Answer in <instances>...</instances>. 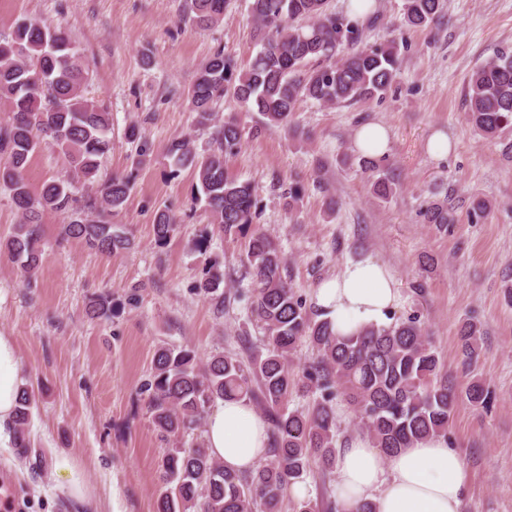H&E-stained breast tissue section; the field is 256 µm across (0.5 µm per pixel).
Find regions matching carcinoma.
Segmentation results:
<instances>
[{"label":"carcinoma","instance_id":"1","mask_svg":"<svg viewBox=\"0 0 512 512\" xmlns=\"http://www.w3.org/2000/svg\"><path fill=\"white\" fill-rule=\"evenodd\" d=\"M228 0H190L188 20L208 26L221 20ZM327 0H251L250 11L260 49L248 67L219 50L197 72L187 93L200 125L215 128L216 149L198 155L191 141L176 138L167 146L170 174L190 169L196 199L204 201L213 221L226 236L245 238L254 288L250 317L266 333L265 348L245 361L217 353L201 361L192 347L160 346L151 372L141 386L157 436L168 445L160 462L156 512H280L291 484L312 466L336 468V398L352 407L361 431L374 447L392 456L428 436L448 434L459 396L448 385L444 364L417 318L369 326L349 336L336 335L331 320L308 304L287 274V259L261 230L253 227L256 187L228 175L226 157L241 144L243 131L233 119L222 120L215 105L231 96L265 117L269 125H286L299 100L351 105L383 96L401 66L396 40L354 49L331 63L342 44L361 42L359 21L327 12ZM444 0H405L402 23L427 28L442 18ZM317 65H311V62ZM86 72L66 32L23 21L14 36L0 42V105L11 113L0 124V185L10 192L21 221L0 245L33 276L42 263L38 243L40 218L50 209L66 212L64 237L85 242L112 255L129 252L134 241L118 224L98 219L99 212L119 211L132 188L128 176H114L81 201L68 179L30 191L23 174L36 149V134L56 142L70 172L83 183L98 182L99 158L110 149L111 115L83 93ZM467 120L493 138L512 128V51H500L478 66L468 82ZM374 195L386 201L395 192L391 179L372 181ZM429 224L455 223L448 201H433ZM177 228L167 209L154 217V241L165 247ZM224 275L219 263L203 269L198 289L224 305ZM95 318L112 315V296L90 301ZM479 330L472 322L460 327L462 347L476 354ZM304 342L317 359L301 371L289 356ZM312 394L306 409H288L292 395ZM475 408H489L491 391L477 379L464 391ZM245 399L269 423L267 459L250 471L224 468L204 441L185 442L218 401ZM35 402L33 391L21 389L12 432L14 445L30 447L26 425ZM344 512L340 502L300 500L293 512Z\"/></svg>","mask_w":512,"mask_h":512}]
</instances>
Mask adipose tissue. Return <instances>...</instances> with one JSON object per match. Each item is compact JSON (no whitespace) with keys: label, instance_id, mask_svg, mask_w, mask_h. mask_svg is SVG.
Here are the masks:
<instances>
[{"label":"adipose tissue","instance_id":"obj_1","mask_svg":"<svg viewBox=\"0 0 512 512\" xmlns=\"http://www.w3.org/2000/svg\"><path fill=\"white\" fill-rule=\"evenodd\" d=\"M398 299L391 270L372 259L345 264L315 295L317 307L343 336L384 325ZM21 383L17 347L0 335V429L12 422ZM205 439L227 468L249 470L266 457L268 427L247 401H227L211 412ZM336 475L337 498L349 512L365 501L376 512H460L469 488L464 458L441 437L389 457L368 438L355 436L336 452Z\"/></svg>","mask_w":512,"mask_h":512}]
</instances>
